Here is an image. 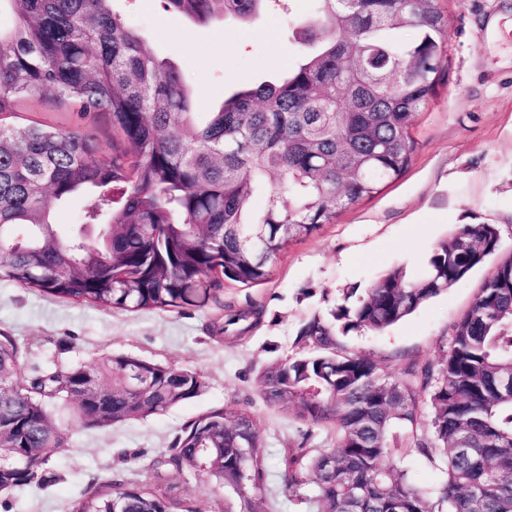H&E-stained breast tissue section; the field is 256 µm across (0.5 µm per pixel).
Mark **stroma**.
Wrapping results in <instances>:
<instances>
[{
	"instance_id": "1",
	"label": "stroma",
	"mask_w": 512,
	"mask_h": 512,
	"mask_svg": "<svg viewBox=\"0 0 512 512\" xmlns=\"http://www.w3.org/2000/svg\"><path fill=\"white\" fill-rule=\"evenodd\" d=\"M448 17V56L438 96L413 130L407 172L374 198L340 211L310 237L290 243L271 279L251 288L225 287L224 300L260 311L242 335L219 333L216 307L181 312L104 310L77 305L0 280V331L25 354L18 375L49 361L94 362L124 354L200 372L204 391L165 414L114 427L74 429L70 447L49 449L44 488L0 494V512H66L87 483L137 480L143 464L169 448L182 426L201 412L238 401L257 418L269 450L260 512H301L298 492L284 485L281 460L301 440L292 413L267 405L256 384L261 367L299 352L296 336L314 315H328L346 293L365 295L394 267L420 274L434 247L463 224L500 230V256L512 255V0H439ZM161 57L174 62L209 111L239 87L284 75L300 45L288 16L269 7L246 24H198L165 9L161 0H118ZM20 124L74 126L71 107L44 93L19 102ZM495 260L382 331L340 336L342 349L375 360L390 375L401 359L437 360L448 331L466 310ZM165 483L198 512H224L226 494L204 481L162 471Z\"/></svg>"
}]
</instances>
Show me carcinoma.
<instances>
[{
    "label": "carcinoma",
    "instance_id": "obj_1",
    "mask_svg": "<svg viewBox=\"0 0 512 512\" xmlns=\"http://www.w3.org/2000/svg\"><path fill=\"white\" fill-rule=\"evenodd\" d=\"M5 2L15 24L0 29V279L109 310L212 304L224 331L250 314L224 303V284L268 281L290 243L407 171L412 127L448 62L438 0H315L288 74L201 117L177 66L156 57L116 0ZM162 2L205 24L248 21L271 0ZM395 29L413 38L396 42ZM43 92L81 118L108 116L123 147L104 159L92 132L15 123L17 103ZM77 196L86 200L81 226L62 238L54 210ZM499 244L496 225H461L423 274L389 270L356 305L305 322L296 338L305 353L257 373L266 404L291 409L306 434L322 431L333 444L290 448L282 459L285 487L308 489L307 512H512V388L503 387L512 380V255L453 323L438 362L405 360L382 377L338 342L403 320ZM22 357L0 332V492L45 485L46 450L68 447L71 432L52 409L82 429L112 427L205 388L194 370L112 354L51 362L22 380ZM139 377L142 390L133 388ZM436 451L446 478L428 494L397 458ZM266 459L256 418L227 399L186 423L139 481L94 483L70 512H198L161 481L163 469L229 491L224 512H259Z\"/></svg>",
    "mask_w": 512,
    "mask_h": 512
}]
</instances>
